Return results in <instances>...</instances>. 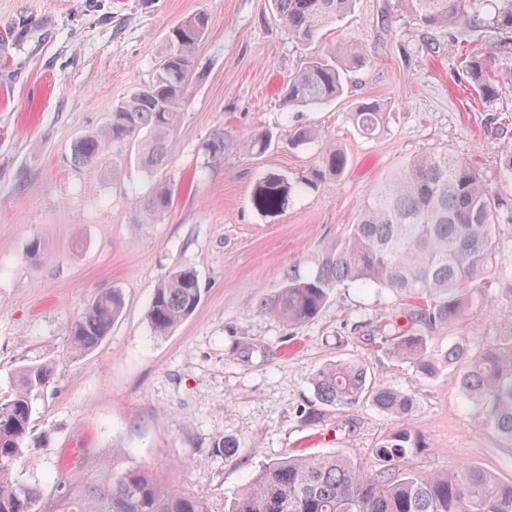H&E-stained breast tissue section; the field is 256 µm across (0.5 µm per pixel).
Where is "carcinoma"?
I'll return each mask as SVG.
<instances>
[{"label":"carcinoma","instance_id":"1","mask_svg":"<svg viewBox=\"0 0 512 512\" xmlns=\"http://www.w3.org/2000/svg\"><path fill=\"white\" fill-rule=\"evenodd\" d=\"M396 0L426 36V50L437 44L432 30L454 37L471 31L494 37L495 47L512 46V0ZM288 35L302 45L313 42L323 27L344 20L355 0H271ZM210 20L196 14L170 33L172 49L148 86L112 108L101 133L85 134L71 145L74 164L102 159L111 145L135 140L147 167L164 164L183 101L190 93L188 74L194 46L205 36ZM367 61L362 44L353 42L326 55L307 57L288 75L282 90L290 108L317 109L340 98ZM465 81L486 100L498 95L508 75L491 56L468 50L460 61ZM354 126L367 137L385 129L387 112L374 102L352 113ZM308 127L289 130L288 140L302 145L318 139ZM269 135H254L243 150L261 153ZM228 149L224 132L208 139L209 157L223 160ZM348 156L335 144H322L318 164L298 184L312 186L327 177H341ZM290 182L269 176L257 182L254 202L263 211H278L289 201ZM171 206L170 191L156 187L140 201L141 222L152 224ZM512 213L500 211L481 177L465 160L446 152L425 153L387 176L360 210L346 235L326 249L316 272L288 276L279 293L263 304L265 313L289 327L314 319L330 293L345 283L384 288L398 301L388 354L410 364L423 380L440 377L481 407L492 430L512 444V326L496 342L475 351L465 337L444 351L432 348L433 334L464 327L472 312L492 301L493 286L504 281L500 227ZM196 271L172 272L155 289L148 320L156 336H166L200 301ZM124 308L116 290L99 292L71 328L70 350L80 354L107 336ZM53 368L41 364L20 370L16 383L0 396V512H40L43 492L19 479L16 465L28 459L34 428L35 395L50 382ZM316 402L349 409L369 404L396 422L375 447L377 465L362 469L340 454L289 457L263 466L260 473L224 502V512H512V480L469 465L454 473H419L409 456L429 447L422 431L409 426L417 404L414 393L373 380L358 362L324 364L311 375ZM57 512H210L206 503L165 482L146 467L112 464L94 481L64 487Z\"/></svg>","mask_w":512,"mask_h":512}]
</instances>
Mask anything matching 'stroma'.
<instances>
[{
	"label": "stroma",
	"instance_id": "1",
	"mask_svg": "<svg viewBox=\"0 0 512 512\" xmlns=\"http://www.w3.org/2000/svg\"><path fill=\"white\" fill-rule=\"evenodd\" d=\"M199 13L210 25L194 49L166 166L144 168L127 142L96 164L73 165L72 142L102 130L118 101L153 81L172 28ZM434 38L441 49L432 54L395 0H357L307 46L288 38L270 0H0V391L23 365L56 368L35 397L33 463L17 467L42 487L41 512H53L64 485L98 478L116 448L124 465L154 469L212 512L269 462L339 451L374 465L393 426L386 415L368 405L328 407L315 422L300 415L316 402L313 371L339 360L416 394L410 424L430 445L411 455L413 470L478 464L512 479V445L480 407L446 379H419L389 357L396 302L387 291L337 288L295 328L260 309L289 275L314 273L380 181L417 154L462 158L512 209L502 155L512 145V85L480 98L457 82L462 42ZM351 40L368 61L346 94L318 110L288 109L281 87L304 56ZM367 101L388 112L369 139L351 121ZM304 125L344 149L347 171L301 189L282 211L257 209L260 178L293 182L315 167L319 144L287 140ZM218 130L231 145L220 162L204 151ZM263 131L276 137L265 153L239 150ZM159 181L172 205L141 223L139 201ZM178 268L196 270L201 300L159 337L149 304ZM106 289L122 293V314L97 347L72 355V325ZM510 322L512 297H493L469 321L472 348L492 345ZM227 438L238 444L230 459L218 450Z\"/></svg>",
	"mask_w": 512,
	"mask_h": 512
}]
</instances>
